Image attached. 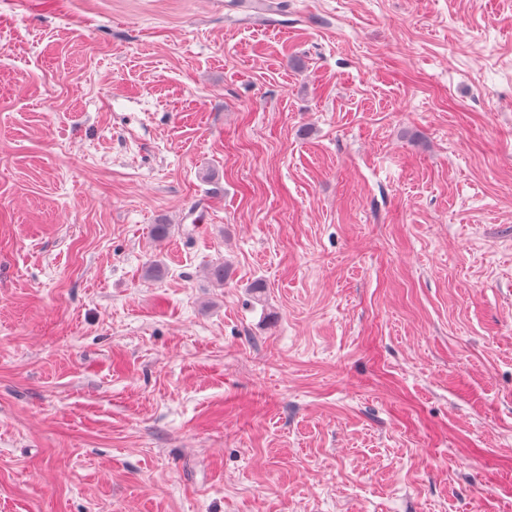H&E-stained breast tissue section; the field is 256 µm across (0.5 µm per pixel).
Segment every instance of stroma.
<instances>
[{
  "label": "stroma",
  "instance_id": "obj_1",
  "mask_svg": "<svg viewBox=\"0 0 512 512\" xmlns=\"http://www.w3.org/2000/svg\"><path fill=\"white\" fill-rule=\"evenodd\" d=\"M510 507L512 0H0V512Z\"/></svg>",
  "mask_w": 512,
  "mask_h": 512
}]
</instances>
